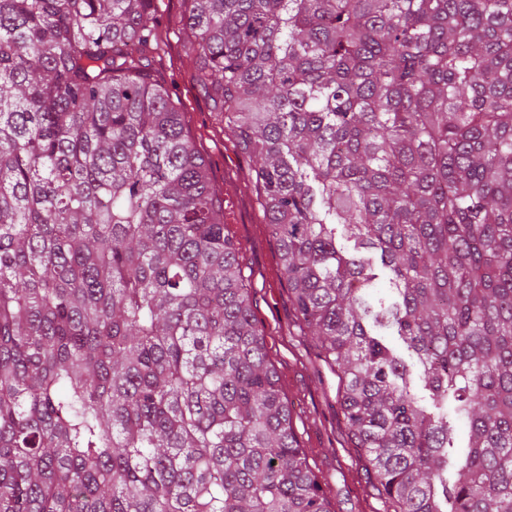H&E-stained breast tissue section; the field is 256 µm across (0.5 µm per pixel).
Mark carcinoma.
Segmentation results:
<instances>
[{"label":"carcinoma","mask_w":512,"mask_h":512,"mask_svg":"<svg viewBox=\"0 0 512 512\" xmlns=\"http://www.w3.org/2000/svg\"><path fill=\"white\" fill-rule=\"evenodd\" d=\"M148 2L0 0V512H331ZM185 2L392 512H512V0Z\"/></svg>","instance_id":"1"}]
</instances>
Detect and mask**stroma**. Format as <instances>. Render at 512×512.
<instances>
[{
    "mask_svg": "<svg viewBox=\"0 0 512 512\" xmlns=\"http://www.w3.org/2000/svg\"><path fill=\"white\" fill-rule=\"evenodd\" d=\"M163 40L149 67L185 114L186 129L205 158L215 185L224 187V232L241 245L237 262L250 288L254 315L265 333L267 358L288 399L298 441L332 512H390L356 448L339 405V381L309 330L299 328L281 276L279 251L249 183V162L210 110L181 60L183 0H152Z\"/></svg>",
    "mask_w": 512,
    "mask_h": 512,
    "instance_id": "obj_1",
    "label": "stroma"
}]
</instances>
